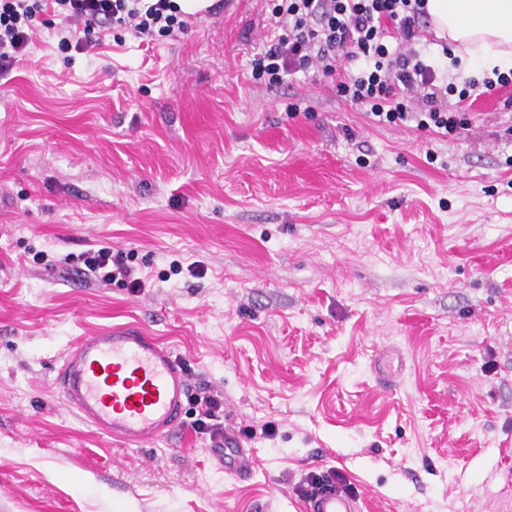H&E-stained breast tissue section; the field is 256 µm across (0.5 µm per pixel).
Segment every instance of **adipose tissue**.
<instances>
[{
    "label": "adipose tissue",
    "instance_id": "1",
    "mask_svg": "<svg viewBox=\"0 0 512 512\" xmlns=\"http://www.w3.org/2000/svg\"><path fill=\"white\" fill-rule=\"evenodd\" d=\"M426 9L461 68L512 69V0H427Z\"/></svg>",
    "mask_w": 512,
    "mask_h": 512
}]
</instances>
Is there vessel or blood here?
<instances>
[{"mask_svg": "<svg viewBox=\"0 0 512 512\" xmlns=\"http://www.w3.org/2000/svg\"><path fill=\"white\" fill-rule=\"evenodd\" d=\"M65 407L100 434L150 446L178 431L188 398L182 358L141 327H106L78 337L54 381ZM307 512H357L333 486L315 491Z\"/></svg>", "mask_w": 512, "mask_h": 512, "instance_id": "b4317fda", "label": "vessel or blood"}]
</instances>
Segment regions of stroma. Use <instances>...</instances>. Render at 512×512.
Masks as SVG:
<instances>
[{"instance_id":"obj_1","label":"stroma","mask_w":512,"mask_h":512,"mask_svg":"<svg viewBox=\"0 0 512 512\" xmlns=\"http://www.w3.org/2000/svg\"><path fill=\"white\" fill-rule=\"evenodd\" d=\"M272 8L83 54L40 11L0 78V512H305L327 470L358 512H512V88L453 136L383 125L320 73L253 77ZM92 245L146 288L81 281ZM126 323L223 393L249 477L193 404L149 452L61 404V356Z\"/></svg>"}]
</instances>
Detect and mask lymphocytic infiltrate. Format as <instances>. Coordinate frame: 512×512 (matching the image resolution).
I'll return each instance as SVG.
<instances>
[{
    "instance_id": "lymphocytic-infiltrate-1",
    "label": "lymphocytic infiltrate",
    "mask_w": 512,
    "mask_h": 512,
    "mask_svg": "<svg viewBox=\"0 0 512 512\" xmlns=\"http://www.w3.org/2000/svg\"><path fill=\"white\" fill-rule=\"evenodd\" d=\"M426 0H277L272 13L281 32L251 62L253 75L269 84L314 68L336 83L338 93L369 106L376 121L387 125L415 123L417 129L448 136L464 127L457 110L438 105V93L457 94L459 101L480 89L512 86V70L465 81L456 87L448 69L424 58L416 49L429 25ZM47 8L64 15L70 29L59 32L62 49L87 51L92 33L108 24L123 26L134 37L148 40L158 33L186 32L172 0H47ZM34 9L29 0H0V75L9 73L32 42ZM401 51H390L388 39ZM360 63L359 73L347 72L344 61ZM85 278L108 285L122 281L132 292L145 282L124 252L91 248L77 257ZM194 431L213 444L224 439V397L195 395Z\"/></svg>"
}]
</instances>
